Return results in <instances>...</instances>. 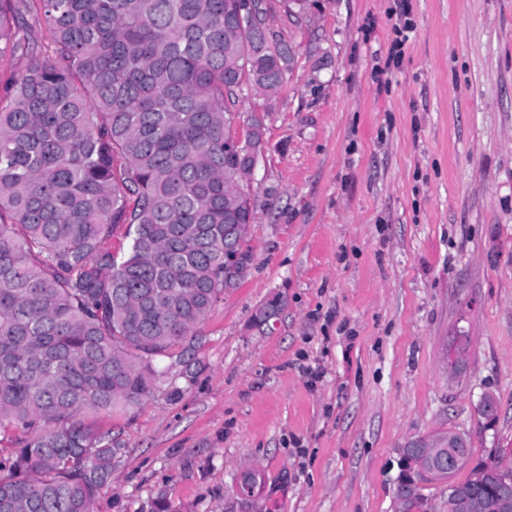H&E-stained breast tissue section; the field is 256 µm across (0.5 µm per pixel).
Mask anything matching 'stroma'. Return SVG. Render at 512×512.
Listing matches in <instances>:
<instances>
[{
  "label": "stroma",
  "mask_w": 512,
  "mask_h": 512,
  "mask_svg": "<svg viewBox=\"0 0 512 512\" xmlns=\"http://www.w3.org/2000/svg\"><path fill=\"white\" fill-rule=\"evenodd\" d=\"M268 32L294 63L235 106L266 127L250 269L190 370L85 416L125 444L94 512H395L409 439L512 451V0H274Z\"/></svg>",
  "instance_id": "obj_1"
}]
</instances>
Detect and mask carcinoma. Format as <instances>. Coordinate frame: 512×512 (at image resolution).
<instances>
[{"mask_svg": "<svg viewBox=\"0 0 512 512\" xmlns=\"http://www.w3.org/2000/svg\"><path fill=\"white\" fill-rule=\"evenodd\" d=\"M245 0H0V512H93L124 449L82 417L137 406L190 365L224 293L233 112L293 60ZM43 18L37 50L18 25ZM125 227L126 252L109 241ZM459 512H509L503 456L450 478Z\"/></svg>", "mask_w": 512, "mask_h": 512, "instance_id": "carcinoma-1", "label": "carcinoma"}]
</instances>
